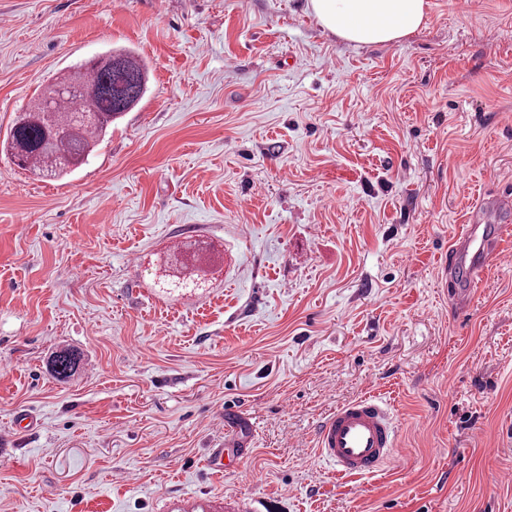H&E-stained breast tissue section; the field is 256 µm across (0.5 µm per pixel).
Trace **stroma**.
<instances>
[{
  "label": "stroma",
  "instance_id": "1",
  "mask_svg": "<svg viewBox=\"0 0 512 512\" xmlns=\"http://www.w3.org/2000/svg\"><path fill=\"white\" fill-rule=\"evenodd\" d=\"M429 2L356 46L309 0H0V141L89 58L147 71L67 176L0 151V512H512V235L467 312L444 275L512 183V0ZM364 395L402 455L342 476L317 429Z\"/></svg>",
  "mask_w": 512,
  "mask_h": 512
}]
</instances>
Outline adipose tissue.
<instances>
[{
  "instance_id": "obj_1",
  "label": "adipose tissue",
  "mask_w": 512,
  "mask_h": 512,
  "mask_svg": "<svg viewBox=\"0 0 512 512\" xmlns=\"http://www.w3.org/2000/svg\"><path fill=\"white\" fill-rule=\"evenodd\" d=\"M320 26L355 44H393L417 32L428 0H310Z\"/></svg>"
}]
</instances>
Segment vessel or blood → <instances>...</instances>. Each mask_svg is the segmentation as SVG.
Wrapping results in <instances>:
<instances>
[{"label": "vessel or blood", "instance_id": "vessel-or-blood-1", "mask_svg": "<svg viewBox=\"0 0 512 512\" xmlns=\"http://www.w3.org/2000/svg\"><path fill=\"white\" fill-rule=\"evenodd\" d=\"M512 201L496 199L477 207L469 224L458 233L448 251V281L459 308L471 302V284L487 272L506 230L504 214ZM320 457L338 474L371 476L397 456V434L386 404L368 395L337 407L320 424Z\"/></svg>", "mask_w": 512, "mask_h": 512}]
</instances>
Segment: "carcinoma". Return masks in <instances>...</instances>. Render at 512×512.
<instances>
[{
	"instance_id": "1",
	"label": "carcinoma",
	"mask_w": 512,
	"mask_h": 512,
	"mask_svg": "<svg viewBox=\"0 0 512 512\" xmlns=\"http://www.w3.org/2000/svg\"><path fill=\"white\" fill-rule=\"evenodd\" d=\"M144 66L130 53L106 54L83 70L57 78L10 129L6 149L21 167L44 176L73 172L87 160L106 128L141 99ZM75 361L67 351L52 372L68 375Z\"/></svg>"
}]
</instances>
